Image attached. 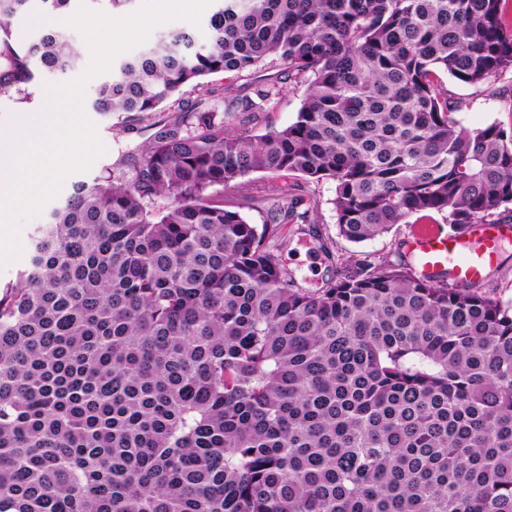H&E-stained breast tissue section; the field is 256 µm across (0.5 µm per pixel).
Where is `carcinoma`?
Instances as JSON below:
<instances>
[{"mask_svg": "<svg viewBox=\"0 0 512 512\" xmlns=\"http://www.w3.org/2000/svg\"><path fill=\"white\" fill-rule=\"evenodd\" d=\"M0 0V91L64 72L53 28L19 46ZM512 0H222L196 46L174 29L121 61L97 112L149 115L227 75L224 116L158 120L134 175L80 182L0 289V512H512V301L352 255L318 288L277 260L314 200L263 224L218 189L253 172L335 182L338 235H466L512 205V127L466 130L439 73L512 70ZM296 120L255 133L281 87ZM163 205H156L157 200ZM277 68H269V66L262 67L250 74H243V76L236 80V86H239L241 94L252 95L253 89L259 83L265 82L277 75Z\"/></svg>", "mask_w": 512, "mask_h": 512, "instance_id": "carcinoma-1", "label": "carcinoma"}]
</instances>
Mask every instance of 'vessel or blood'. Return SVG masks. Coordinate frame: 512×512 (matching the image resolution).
<instances>
[{
	"label": "vessel or blood",
	"instance_id": "obj_1",
	"mask_svg": "<svg viewBox=\"0 0 512 512\" xmlns=\"http://www.w3.org/2000/svg\"><path fill=\"white\" fill-rule=\"evenodd\" d=\"M511 240L512 226L507 224H482L471 236L426 229L414 235L411 251L422 275L445 272L454 284L469 285L498 265L504 243Z\"/></svg>",
	"mask_w": 512,
	"mask_h": 512
}]
</instances>
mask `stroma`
Segmentation results:
<instances>
[{
  "mask_svg": "<svg viewBox=\"0 0 512 512\" xmlns=\"http://www.w3.org/2000/svg\"><path fill=\"white\" fill-rule=\"evenodd\" d=\"M67 75L60 73H41L28 88L27 97L9 91L0 92V130L9 129L23 122L42 106V92L47 85L67 82ZM442 82L452 100L457 102L456 114L462 127L474 130L491 124L505 127L512 126V72L500 74L481 85H468L450 77H443ZM100 78H93L86 86L84 98L87 102L82 112L95 124L98 135L105 146L104 155L93 167L85 172H76L68 176L64 190H71L74 183L93 181L97 177L108 175L132 178L133 172L123 166L122 158L139 154L144 145L149 143L156 128L152 119L136 112H114L101 114L93 111L89 105ZM305 89L303 86L283 84L280 99L269 111L261 113L255 125L257 132L268 129H281L293 123L301 107ZM288 177L255 172L242 178L240 185L225 188V204L234 206L250 222L262 224L263 208L269 185H291ZM304 194L316 202L317 221L313 224H287L282 229L283 246L277 252L280 264L293 271L305 287L319 286L327 279L336 266L337 259L350 254L382 255L396 252L406 253L418 227L403 224L390 233L375 239L353 243L340 237L336 228V212L333 205L335 183L331 180L320 182L301 181ZM329 242L330 253L318 250L317 239Z\"/></svg>",
  "mask_w": 512,
  "mask_h": 512,
  "instance_id": "stroma-1",
  "label": "stroma"
}]
</instances>
